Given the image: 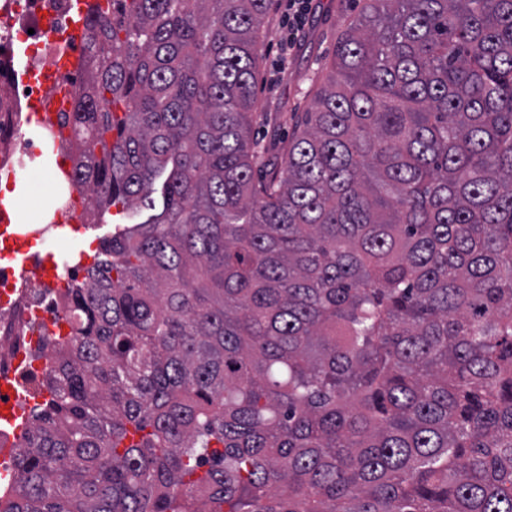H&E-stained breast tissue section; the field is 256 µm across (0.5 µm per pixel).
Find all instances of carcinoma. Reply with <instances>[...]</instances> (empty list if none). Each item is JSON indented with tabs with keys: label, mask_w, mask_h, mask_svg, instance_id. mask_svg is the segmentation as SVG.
<instances>
[{
	"label": "carcinoma",
	"mask_w": 512,
	"mask_h": 512,
	"mask_svg": "<svg viewBox=\"0 0 512 512\" xmlns=\"http://www.w3.org/2000/svg\"><path fill=\"white\" fill-rule=\"evenodd\" d=\"M86 219L0 512H512V0H368L281 161L271 0H106ZM146 212H137L134 208L122 210L119 207H111L100 224H73L77 226V231L70 233L89 255L94 256L102 238L112 234V229L114 231L115 227L139 223Z\"/></svg>",
	"instance_id": "carcinoma-1"
}]
</instances>
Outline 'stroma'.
<instances>
[{"label":"stroma","instance_id":"obj_1","mask_svg":"<svg viewBox=\"0 0 512 512\" xmlns=\"http://www.w3.org/2000/svg\"><path fill=\"white\" fill-rule=\"evenodd\" d=\"M365 0H310L306 26L286 69H279L281 40L288 32L283 0H273L266 18L256 86L258 109L254 139L268 159L284 152L294 127V116L313 103V93L330 69L336 38ZM136 209L110 208L97 224H78L75 239L88 254H95L102 238L117 227L139 223Z\"/></svg>","mask_w":512,"mask_h":512}]
</instances>
